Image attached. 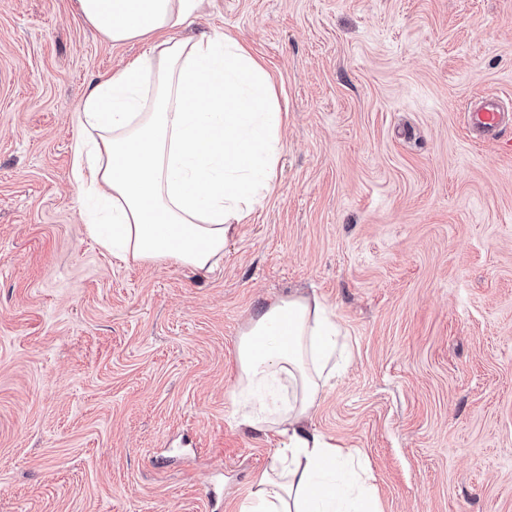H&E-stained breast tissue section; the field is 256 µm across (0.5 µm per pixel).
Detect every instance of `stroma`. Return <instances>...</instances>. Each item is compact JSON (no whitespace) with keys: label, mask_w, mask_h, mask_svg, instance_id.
I'll return each instance as SVG.
<instances>
[{"label":"stroma","mask_w":512,"mask_h":512,"mask_svg":"<svg viewBox=\"0 0 512 512\" xmlns=\"http://www.w3.org/2000/svg\"><path fill=\"white\" fill-rule=\"evenodd\" d=\"M284 113L274 187L210 272L125 262L73 177L92 83L145 43L0 0V512H239L276 454L232 419L236 345L316 295L350 355L307 422L383 512H512V0H205ZM501 96L487 95L476 101L467 112V122L483 138L496 137L506 126L507 113Z\"/></svg>","instance_id":"35a3bbf8"}]
</instances>
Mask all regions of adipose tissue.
<instances>
[{"label":"adipose tissue","instance_id":"adipose-tissue-1","mask_svg":"<svg viewBox=\"0 0 512 512\" xmlns=\"http://www.w3.org/2000/svg\"><path fill=\"white\" fill-rule=\"evenodd\" d=\"M200 0H77L112 42L145 41L137 59L95 83L79 114L74 160L86 219L113 256L212 268L236 225L273 189L284 122L248 48L221 33L177 37ZM340 330L318 298L266 304L240 334L236 425L280 445L240 512H381L356 449L306 427L336 377Z\"/></svg>","mask_w":512,"mask_h":512}]
</instances>
